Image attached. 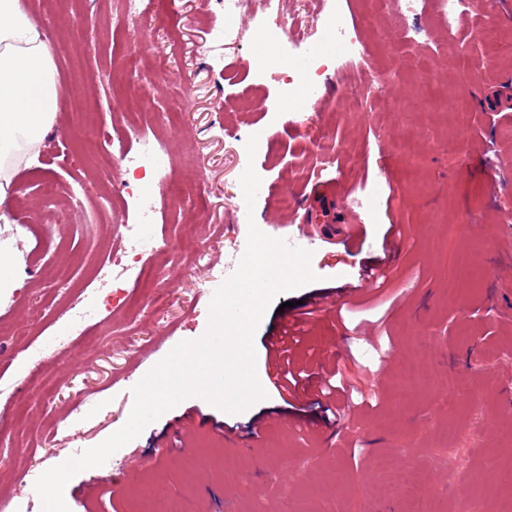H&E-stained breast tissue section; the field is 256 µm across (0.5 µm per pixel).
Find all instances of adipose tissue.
Wrapping results in <instances>:
<instances>
[{"label":"adipose tissue","mask_w":512,"mask_h":512,"mask_svg":"<svg viewBox=\"0 0 512 512\" xmlns=\"http://www.w3.org/2000/svg\"><path fill=\"white\" fill-rule=\"evenodd\" d=\"M64 93L42 30L20 0H0V202L14 189L5 164L43 141Z\"/></svg>","instance_id":"adipose-tissue-1"}]
</instances>
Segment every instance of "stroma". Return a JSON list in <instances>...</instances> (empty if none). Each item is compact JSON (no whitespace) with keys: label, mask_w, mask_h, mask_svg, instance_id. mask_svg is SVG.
<instances>
[{"label":"stroma","mask_w":512,"mask_h":512,"mask_svg":"<svg viewBox=\"0 0 512 512\" xmlns=\"http://www.w3.org/2000/svg\"><path fill=\"white\" fill-rule=\"evenodd\" d=\"M21 5L49 40L82 30L96 38L76 57L53 52L58 80L83 83L85 98L61 100L55 128L14 175L41 221L17 196L0 203V239L14 245L21 282L0 301V494L42 512L38 477L125 424L132 387L179 342L205 334L211 297L197 283L235 272L253 223L310 250L317 276L278 295L259 322L265 398L236 414L185 399L105 465L74 475L64 489L70 512H140L151 490L178 512H512L503 481L512 474V0H474L453 38L441 0H389V12L406 18L401 41L386 23L366 24L372 0H323L372 50L355 61L331 52L334 70L305 106L308 124L280 109L284 72L253 60L262 30L279 57L304 53L287 32L297 14L309 19L310 41L335 44L308 0H241L232 15L216 0H150L113 37L100 33L101 0ZM490 27L497 38L464 50L470 33ZM462 87L459 128L442 104ZM348 90L361 109L347 107ZM138 95L144 127L167 122L168 172L181 193L148 200L156 232L172 243L166 257L137 287L115 288L100 268L122 257L133 215L117 196L99 211L98 181L120 184L130 169L113 148ZM84 124L100 132L91 155L71 135ZM320 134L322 151L313 147ZM82 153L86 164L75 167ZM417 154L425 162L414 173ZM250 164L261 178L251 210L240 184ZM48 181L84 201L59 224L47 220ZM285 193L294 210L281 209ZM373 265L385 268V288L363 282ZM94 290L99 324L57 349L55 337L70 333L61 310ZM320 293L327 304L306 325L298 359L323 353L377 397L336 436L310 398L281 390L265 350L285 318L280 305ZM419 348L428 366L406 379ZM257 418L262 441L236 446ZM198 455L210 467L186 468Z\"/></svg>","instance_id":"1"}]
</instances>
